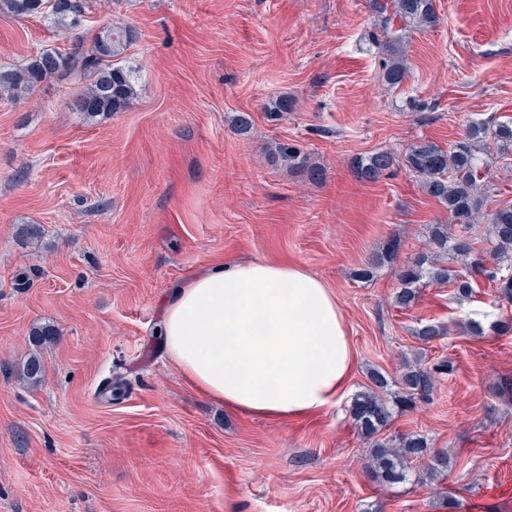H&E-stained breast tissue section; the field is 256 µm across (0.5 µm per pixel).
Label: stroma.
<instances>
[{"label":"stroma","mask_w":512,"mask_h":512,"mask_svg":"<svg viewBox=\"0 0 512 512\" xmlns=\"http://www.w3.org/2000/svg\"><path fill=\"white\" fill-rule=\"evenodd\" d=\"M439 23L402 30L406 81L388 86L370 0H93L90 28L132 25L130 109L87 120L73 80L0 100V512H512V305L480 281L455 299L430 283L393 304L396 274L447 210L395 165L359 179L358 158L443 148L471 122L512 119V0H435ZM47 22L0 16V65L64 46ZM279 97L292 112L271 117ZM248 115V135L234 128ZM303 149L322 180L269 160ZM40 228L39 238L24 233ZM393 261L358 279L389 239ZM295 262L334 293L350 338L349 396L279 422L198 393L156 327L171 290L219 261ZM486 331L470 333V321ZM445 334L424 341L425 323ZM39 384L23 363L34 327ZM450 360L431 400L395 414L448 469L414 464L389 485L367 468L349 415L372 372L393 400L404 365ZM119 381L122 395L96 402Z\"/></svg>","instance_id":"35a3bbf8"}]
</instances>
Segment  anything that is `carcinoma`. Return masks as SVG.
<instances>
[{
    "mask_svg": "<svg viewBox=\"0 0 512 512\" xmlns=\"http://www.w3.org/2000/svg\"><path fill=\"white\" fill-rule=\"evenodd\" d=\"M90 0H68L64 8L47 6V0H0V15L26 19L38 17L48 22L57 33L66 35L82 27ZM373 10L383 18V25L374 39L386 51L382 62L383 80L392 87L403 83L407 76L401 37L390 34L387 13L413 29L432 28L438 22L434 0H372ZM135 28L128 24L102 23L95 31L89 49L79 39L61 49L44 48L30 55L20 67L0 66V99L18 100L31 96L44 81L66 80L74 76H90V84L82 87L76 97L77 110L88 118L126 111L135 98L133 71L118 63L119 57L136 40ZM502 151H512V121L491 119L470 123L460 140L448 150L438 144L420 140L409 144L396 159L390 152H377L360 158L356 164L358 176L375 181L401 162L415 174L428 195L447 211L448 223L432 224L428 229V250L400 267L394 305L411 307L419 298L425 282L452 283L455 298L462 302L472 298L475 280L484 277L495 284L498 299L512 303V205L483 212L482 202L495 193L486 178L489 165L488 143ZM275 153L288 165L304 169L316 181L322 179V168L309 162L299 149L277 145ZM489 225L488 248L475 247L471 236L476 224ZM453 257L464 266L461 271L441 263ZM43 362L33 354L23 365V376L33 385L43 378ZM452 371V365L440 360L429 368L409 367L400 376L402 391L396 406L412 409L427 402L434 393L437 379ZM350 417L358 434L372 441L371 460L375 473L387 483L406 480L409 464L429 459L433 473L448 468V459L428 452L427 440L408 433L398 444L380 440L378 433L392 419L393 413L380 395L372 390L360 392L352 400Z\"/></svg>",
    "mask_w": 512,
    "mask_h": 512,
    "instance_id": "cac0c4a2",
    "label": "carcinoma"
}]
</instances>
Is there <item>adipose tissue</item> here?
<instances>
[{
	"label": "adipose tissue",
	"instance_id": "ef3b65f1",
	"mask_svg": "<svg viewBox=\"0 0 512 512\" xmlns=\"http://www.w3.org/2000/svg\"><path fill=\"white\" fill-rule=\"evenodd\" d=\"M161 340L202 393L243 414L295 421L344 396L353 357L330 288L296 264H212L167 299Z\"/></svg>",
	"mask_w": 512,
	"mask_h": 512
}]
</instances>
